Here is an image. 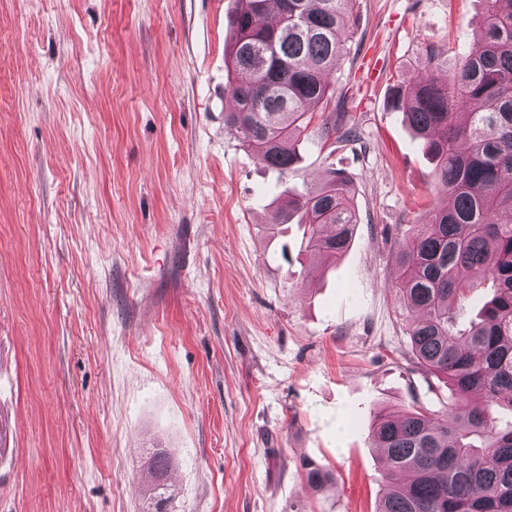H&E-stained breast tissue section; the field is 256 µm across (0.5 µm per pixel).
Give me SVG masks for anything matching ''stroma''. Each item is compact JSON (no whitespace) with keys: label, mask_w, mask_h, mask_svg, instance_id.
Segmentation results:
<instances>
[{"label":"stroma","mask_w":512,"mask_h":512,"mask_svg":"<svg viewBox=\"0 0 512 512\" xmlns=\"http://www.w3.org/2000/svg\"><path fill=\"white\" fill-rule=\"evenodd\" d=\"M358 2L347 97L282 176L224 123L238 0H0V512H140L153 442L174 512H374L375 413L447 409L403 358L395 251L434 165L387 98L481 4ZM331 115L357 138H323ZM333 169L359 225L311 276L269 204ZM300 468L307 483L313 488L322 487L332 478V474L313 459L303 458L300 462Z\"/></svg>","instance_id":"stroma-1"}]
</instances>
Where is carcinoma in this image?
<instances>
[{"mask_svg":"<svg viewBox=\"0 0 512 512\" xmlns=\"http://www.w3.org/2000/svg\"><path fill=\"white\" fill-rule=\"evenodd\" d=\"M230 53L245 79L228 89L224 123L267 168L284 176L311 124L309 107L328 96L343 34L357 0H238ZM476 37L453 47L429 45L416 77L392 88L403 114L435 162L436 204L399 241L392 287L409 325L410 361L446 379L455 403L439 414L420 401L376 412L371 447L385 467L375 512H512V0H481ZM304 224L311 271L348 250L358 224L349 179L330 172L320 188L288 196L270 231L296 212ZM491 297L479 319L460 312L475 288ZM173 458L156 448L143 512H171ZM307 483L332 474L304 458Z\"/></svg>","mask_w":512,"mask_h":512,"instance_id":"1","label":"carcinoma"}]
</instances>
